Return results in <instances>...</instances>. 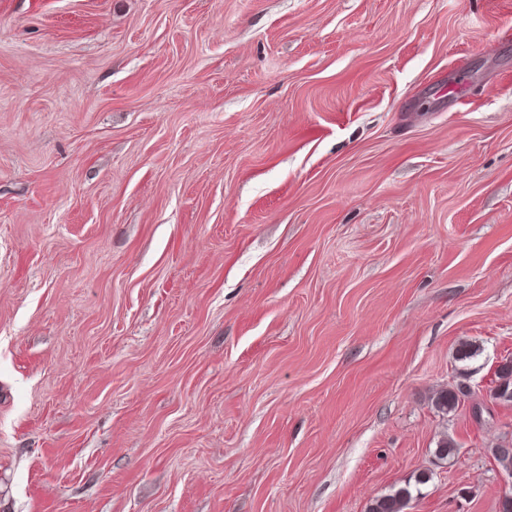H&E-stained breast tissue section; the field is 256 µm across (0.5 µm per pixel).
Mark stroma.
Returning <instances> with one entry per match:
<instances>
[{
    "label": "stroma",
    "mask_w": 512,
    "mask_h": 512,
    "mask_svg": "<svg viewBox=\"0 0 512 512\" xmlns=\"http://www.w3.org/2000/svg\"><path fill=\"white\" fill-rule=\"evenodd\" d=\"M506 358L512 0H0V512H498ZM497 384L491 390L493 399L503 404H512V358L504 359L496 370ZM470 394V389L466 385L458 384L439 392L433 404L439 412L448 414L458 407L462 401L461 396L468 397ZM413 498L410 484L393 490L392 493L377 497L368 512H403Z\"/></svg>",
    "instance_id": "stroma-1"
}]
</instances>
